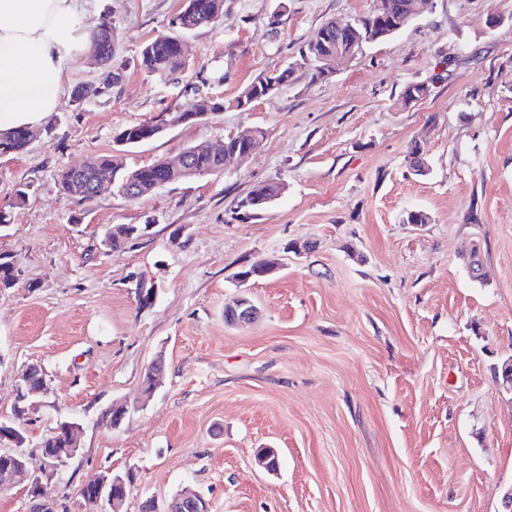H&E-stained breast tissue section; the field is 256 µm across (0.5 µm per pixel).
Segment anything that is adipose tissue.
I'll return each mask as SVG.
<instances>
[{
    "label": "adipose tissue",
    "mask_w": 512,
    "mask_h": 512,
    "mask_svg": "<svg viewBox=\"0 0 512 512\" xmlns=\"http://www.w3.org/2000/svg\"><path fill=\"white\" fill-rule=\"evenodd\" d=\"M86 0H0V131L37 127L56 111L68 64L95 20Z\"/></svg>",
    "instance_id": "obj_1"
}]
</instances>
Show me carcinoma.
I'll return each instance as SVG.
<instances>
[{
  "mask_svg": "<svg viewBox=\"0 0 512 512\" xmlns=\"http://www.w3.org/2000/svg\"><path fill=\"white\" fill-rule=\"evenodd\" d=\"M183 6L176 17L177 32L157 36L146 42L140 50L137 60L139 69L149 78L160 81L168 80L186 66V52L181 45L182 34L189 33L201 26L211 24L224 18V0H182ZM414 0H373L367 15L358 19L355 31L341 36L340 40L312 39L306 45V55L315 63L313 76L324 79L327 63L323 58L336 53V49L346 53L359 50L365 46L362 34L369 29L380 27L395 35L403 30L401 23L404 19L414 20L417 14L410 12ZM112 30V18L104 14L91 32V39L103 46L104 55L100 64L104 69V77L96 84L95 95H105L112 90V85L123 78V68L112 67V41L108 32ZM291 67L287 66L278 72L260 73L246 85L248 94L246 101L236 97L228 102L218 99H202V109L208 111V118H213L225 108L240 109L242 105L252 104L265 98L280 87L288 84ZM430 93L429 86L424 82H412L401 91V102L420 100ZM150 123L140 122L126 126L117 132V138L126 142L120 153L92 157L87 163V170L93 173L110 174L109 182L105 185L86 183L82 192L76 190V178L72 172L63 168L57 173V183L62 193L79 202L90 200L107 191H117L132 201H140L152 195L158 184L169 177L164 169L166 160L158 159L148 165L130 166L126 161L128 149L148 142ZM28 146L27 131L18 130L0 136V156L23 153ZM187 159L195 173L199 176L214 175L224 171V158L211 155L201 144L194 143L179 153ZM280 185L271 183L265 186V191L257 197L246 196L240 201L239 208L249 217H256L264 212L281 194ZM137 224H114L108 234L109 251H118L131 240L139 237L135 230ZM14 260L8 253H0V289L13 287ZM26 403L21 402L13 407L12 417L0 418V427L17 430L26 421Z\"/></svg>",
  "mask_w": 512,
  "mask_h": 512,
  "instance_id": "carcinoma-1",
  "label": "carcinoma"
}]
</instances>
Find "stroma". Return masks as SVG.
<instances>
[{"mask_svg": "<svg viewBox=\"0 0 512 512\" xmlns=\"http://www.w3.org/2000/svg\"><path fill=\"white\" fill-rule=\"evenodd\" d=\"M370 5L224 0L223 19L188 34V67L166 82L136 60L170 31L181 0H88L90 16L112 18L124 79L74 103L71 89L101 74L85 54L67 69L52 132L0 157V210L12 215L0 252L18 272L0 290V418L34 364L51 391L24 427L30 469L60 421L83 428L51 488L54 512H105L79 489L108 469L133 478L126 512L187 486L210 512H502L512 390L495 370L512 357V0H427L400 33L312 80L301 49L326 21H355ZM289 65V83L251 110L167 127L126 155L146 165L262 128L256 151L223 174L139 202L60 192L59 169L112 153L121 128L205 96L231 100ZM411 82L431 92L401 105ZM414 141L428 176L414 173ZM272 181L284 187L273 206L240 220L239 201ZM414 209L428 223H403ZM145 223L148 237L101 251L110 226ZM261 259L276 271L239 283ZM133 273L154 283L150 304H138ZM240 294L260 315L225 324ZM158 357L163 383L143 396ZM115 402L128 411L110 428L100 416ZM264 448L279 470L258 465Z\"/></svg>", "mask_w": 512, "mask_h": 512, "instance_id": "1", "label": "stroma"}]
</instances>
